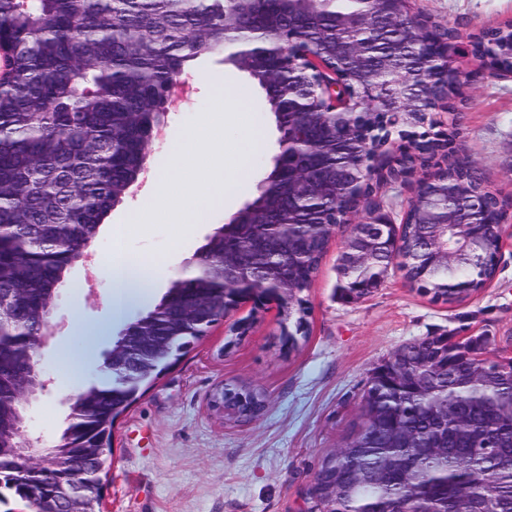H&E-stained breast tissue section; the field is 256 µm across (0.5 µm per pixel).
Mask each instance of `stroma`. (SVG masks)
<instances>
[{
	"label": "stroma",
	"instance_id": "obj_1",
	"mask_svg": "<svg viewBox=\"0 0 512 512\" xmlns=\"http://www.w3.org/2000/svg\"><path fill=\"white\" fill-rule=\"evenodd\" d=\"M413 8L431 24L456 27L465 37L512 22V0H414ZM460 63L478 77L464 89L455 144L481 167L493 190L512 198V76L482 73L481 63L469 57ZM184 79L187 94L168 112L144 172L111 209L91 248L95 255L108 250L110 225L124 223L137 210L152 176L166 168L184 133L209 118L211 83L219 81L245 96V123L224 122L225 149L250 136L258 145L235 187L201 210L187 234L171 224H145L128 233L125 248L162 259L168 283L187 275L188 261L214 229L252 199L278 138L271 116L257 111L258 93L244 72L204 55ZM344 240L341 233L331 238L305 293L307 330L295 346L285 342L276 303L258 313L243 304L239 317L255 319L249 335L213 326L116 422L106 512H306L320 462L346 447L359 430L362 395L377 364L410 342L461 330L489 334L495 347L512 348V244L503 247L494 278L464 301L433 300L392 271L369 296L346 302L337 291ZM163 293L159 287L147 300H129L116 317L105 274L95 263L75 264L59 291L56 326L43 359L51 368L83 363L79 386L97 384L113 338ZM77 322L87 329L78 342L72 338ZM225 384L259 392L260 413L249 419L214 414L210 398ZM75 389L54 376L50 393L35 407L31 426L45 442L63 427Z\"/></svg>",
	"mask_w": 512,
	"mask_h": 512
}]
</instances>
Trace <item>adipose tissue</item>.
<instances>
[{
	"label": "adipose tissue",
	"mask_w": 512,
	"mask_h": 512,
	"mask_svg": "<svg viewBox=\"0 0 512 512\" xmlns=\"http://www.w3.org/2000/svg\"><path fill=\"white\" fill-rule=\"evenodd\" d=\"M216 110L207 124L188 130L177 150L172 154L168 168L158 172L151 181L149 192L132 217L136 224H153L163 221L184 226L193 223L198 211L214 195L224 193L235 182L234 173H221L219 178L206 186H198L190 171L200 143H207L216 152H223L224 141L214 135L216 125L223 123L226 110H243L244 98L229 94L223 87L214 90ZM128 226L118 224L112 228L114 246L100 259L112 287L126 290L132 295L145 294L152 288L159 275V265L144 257L131 256L121 241Z\"/></svg>",
	"instance_id": "ef3b65f1"
}]
</instances>
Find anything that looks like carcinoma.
Segmentation results:
<instances>
[{"instance_id": "cac0c4a2", "label": "carcinoma", "mask_w": 512, "mask_h": 512, "mask_svg": "<svg viewBox=\"0 0 512 512\" xmlns=\"http://www.w3.org/2000/svg\"><path fill=\"white\" fill-rule=\"evenodd\" d=\"M373 10L369 0H0V42L8 55V74L0 81V297H17L27 308L18 324L3 318L0 346L7 359L33 358V337L73 260L96 240L108 212L138 178L150 128L168 112V87L201 56L237 55L233 64L248 74L274 118L278 145L289 144V152H277L262 194L199 251L195 273L174 280L152 310L125 328L159 337L169 356H141L127 372L114 369L108 383L87 388L71 410L66 436L40 450L53 462L36 482L24 475L26 458L3 452L16 442L13 433H0V467L15 476L3 487L9 495L36 500L60 481H88L82 512H100L95 482L108 481L115 409L142 395L224 314L221 285L239 277L224 266V248L250 251L253 281L274 282L298 298L290 308L280 306V318L290 344L305 335L303 293L319 269L331 225L347 221L387 179L430 163L435 152L421 139L364 177L372 151L368 130L383 123L382 104L361 101L338 119L323 107V80L303 57L241 51L261 39H290L317 52L351 100L373 78L378 95L398 111L428 108L429 89L413 76L424 65L420 37L380 13L362 28L350 24ZM511 36L487 30L475 37L473 55L494 52L502 57L500 69L512 72ZM338 45L359 50L342 55ZM446 168L463 191L410 200L399 245L382 246L372 268L350 272L339 285L341 296L371 293L370 285L394 268L448 303L493 278L498 240L487 221L512 199L492 190L481 168L454 150L447 152ZM436 207L466 210L470 235L485 247L483 262L470 259L452 226L424 227ZM444 250L458 252L459 260L431 262ZM489 344L476 336L447 346L435 336L373 368L360 429L315 473L313 512H377L386 501L427 493L450 506L466 497L473 512H512V470L498 462L512 448V367L486 364ZM414 360L437 366L425 397L397 379ZM436 401L457 405L464 433L452 419H433L429 406ZM18 405L16 391L0 390V416L15 414ZM397 425L423 440L442 435L448 453L413 459L404 484L368 486L367 476L388 459L385 448ZM103 436L107 454L86 457L83 449ZM333 480L334 496L328 493Z\"/></svg>"}]
</instances>
